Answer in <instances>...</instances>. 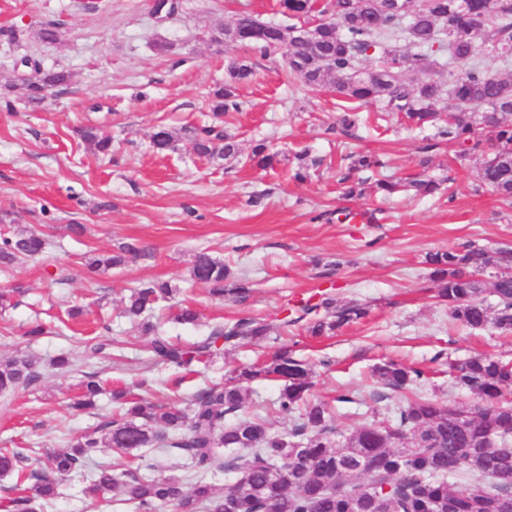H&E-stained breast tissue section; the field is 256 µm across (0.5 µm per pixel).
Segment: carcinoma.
<instances>
[{
    "mask_svg": "<svg viewBox=\"0 0 512 512\" xmlns=\"http://www.w3.org/2000/svg\"><path fill=\"white\" fill-rule=\"evenodd\" d=\"M464 2L465 7L459 8L454 0H417L412 13L403 16L389 0H335L323 7L318 0H279L280 13L290 23L262 22L242 12L218 38L262 57L288 44L290 78L309 88L331 84L347 100L336 119V128L344 133L361 123L359 108L369 104L400 114L410 125L436 128L440 142L482 157L481 183L512 207V124L506 120L512 116V0ZM326 11L329 20L313 29V38L307 40L294 32L300 22ZM444 31L452 35L453 57L462 69L448 81V104L441 109V83L423 74L447 66L440 59ZM480 49L499 62L501 71L475 60ZM226 70L227 82L215 93L213 111L218 118L240 110L236 90L253 74L248 58L235 55L228 57ZM67 81L62 70L43 72L36 67L19 90L28 101L39 102L43 88ZM83 138L98 154H108L112 146L111 138L97 129L85 130ZM193 138L201 156L230 160L240 154L235 138L218 126L198 128ZM152 145L165 153L173 145V135L161 129L154 133ZM248 157L260 170L279 164V152L264 142L253 144ZM298 159L300 165L293 175L297 181L306 180L309 170L321 164L306 151ZM346 160L336 178L345 187L344 194L353 198L363 194L365 183L357 174L374 172L384 163L374 154L363 153H351ZM44 248L45 240L34 232L1 235L0 264H10L21 255H37ZM143 252L144 248L127 244L116 254L89 260L87 270L95 273L120 266L127 257ZM511 257L507 251L491 252L470 244L427 256L438 296L448 303L453 319L471 328L491 323L512 330V274L494 280L493 306L486 303L483 282L477 278L486 268L508 265ZM191 279L217 299L244 302L251 294L248 279L230 278L228 268L204 252L195 257ZM176 292L166 282L143 283L131 289L124 313L138 318ZM304 311L312 336H330L366 315L364 307L338 305L331 297ZM145 329L151 333L148 361L188 371L210 363L228 344L260 339L268 333L263 320L242 318L212 329L199 342L179 345L159 334L153 324H146ZM453 371L457 385L485 401L475 415L460 419L457 406L419 398L399 407L394 423L357 428L340 447L333 446L335 429L328 404L309 403L299 410L312 388L311 371L286 350L266 365L242 367L233 380L213 383L198 392L188 413L117 391L114 397L125 404L121 418L101 425L99 438L93 433L72 436L67 449L46 452L35 470L27 469L22 452L0 449V475L15 476L22 492L9 502L6 512H28L33 502L58 495L59 480L84 474L89 453L99 447L116 452L163 448L190 461L199 472L188 485L137 471L126 472L119 480L107 467L91 474L90 491L118 487L135 512H157L164 504L173 505L177 512H224V500L232 494L248 512H353L352 504L369 509L377 496L388 502V512H432L438 501L448 512H495L499 499L512 496V406L500 403L505 392L512 391V366L477 355L454 365ZM376 375L393 391L416 386L426 378L423 370L395 362L378 366ZM269 377L284 381L277 404L281 414L293 418L288 433H271L258 416L227 422V416L243 410L247 386ZM40 378L39 363L28 356L1 359L0 397L30 387ZM100 393L99 382L90 375L71 407L86 409ZM490 431L497 437L494 448L484 447ZM213 470L234 473L233 483L216 490L206 480ZM450 478L485 488L479 510H472L466 490L453 488Z\"/></svg>",
    "mask_w": 512,
    "mask_h": 512,
    "instance_id": "1",
    "label": "carcinoma"
}]
</instances>
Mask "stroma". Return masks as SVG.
<instances>
[{
    "mask_svg": "<svg viewBox=\"0 0 512 512\" xmlns=\"http://www.w3.org/2000/svg\"><path fill=\"white\" fill-rule=\"evenodd\" d=\"M83 3L0 0V27L21 32L15 42H0V233L26 229L46 241L42 254L0 266V289L15 291L13 308L0 312V359L21 351L43 367L36 386L0 400V448L18 449L37 467L42 453L65 448L71 434L111 420L113 390L127 388L185 410L204 386L282 347L310 365L309 398L330 403L341 434L393 422L396 404L420 397L479 405L477 395L455 385L450 366L478 353L512 361V331L454 322L425 257L468 242L512 249V209L481 185L480 157L457 159L455 147L443 144L421 168L420 149L434 128L400 125L371 105L358 128L336 131L342 98L330 87L312 90L290 81L278 53L254 56V76L238 88L243 109L225 118L224 129L243 155L254 141L269 139L280 164L259 171L243 155L233 161L198 156L193 129L208 121L210 94L225 77V54L214 36L242 12L281 21L278 0H179L177 11L161 21L152 15V0H95L92 9ZM51 26L58 39L40 40ZM27 60L45 71H66L67 84L40 102L27 101L14 89ZM85 127L111 136V155L94 153L80 135ZM162 127L174 143L160 154L151 137ZM305 150L323 163L297 183L290 174ZM353 151L379 155L384 175L431 178L444 189L424 198L407 192L384 200L371 190L345 198L336 167ZM255 193L264 194L262 206L248 205ZM341 209L361 213L360 222L319 218ZM73 224L85 225L86 233L72 235ZM124 243L144 247L145 256L86 277L89 258ZM200 252L247 277L251 297L243 303L211 298L190 277ZM149 280L178 289L145 314L175 341L192 344L243 317L264 318L269 334L226 347L208 366L186 374L162 364L144 368L148 338L122 309L130 290ZM325 297L367 304L369 313L333 336H309L300 323L284 326L287 309ZM180 303L198 311V325L175 321ZM75 306L81 313L73 318L68 311ZM35 321L52 334L26 340ZM104 322L111 350L65 375L50 369L54 356L78 353L80 341L97 336ZM388 360L423 369L425 384L385 392L372 368ZM88 372L107 392L95 409L76 414L68 403ZM280 387L252 383L243 410L266 418L275 434L291 428L276 409ZM348 393L354 402H340ZM86 486L73 477L58 496L35 502L34 512H126L119 491L92 495Z\"/></svg>",
    "mask_w": 512,
    "mask_h": 512,
    "instance_id": "35a3bbf8",
    "label": "stroma"
}]
</instances>
